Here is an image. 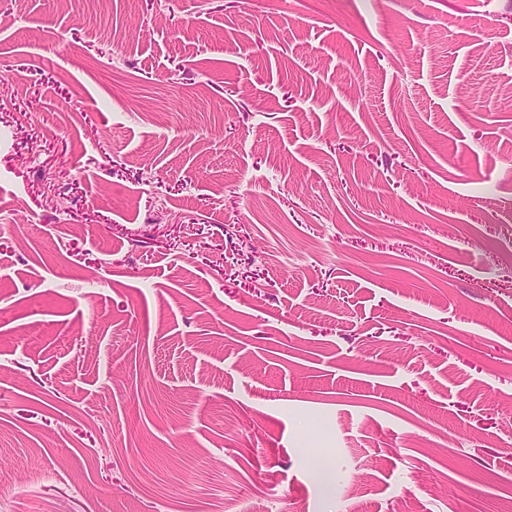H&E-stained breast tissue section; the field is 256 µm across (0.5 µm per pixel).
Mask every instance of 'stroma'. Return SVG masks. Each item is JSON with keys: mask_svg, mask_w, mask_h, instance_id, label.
Listing matches in <instances>:
<instances>
[{"mask_svg": "<svg viewBox=\"0 0 512 512\" xmlns=\"http://www.w3.org/2000/svg\"><path fill=\"white\" fill-rule=\"evenodd\" d=\"M509 254L512 0H0V512H507Z\"/></svg>", "mask_w": 512, "mask_h": 512, "instance_id": "obj_1", "label": "stroma"}]
</instances>
